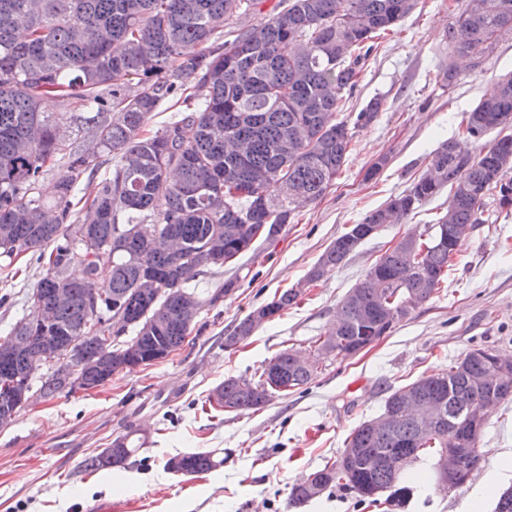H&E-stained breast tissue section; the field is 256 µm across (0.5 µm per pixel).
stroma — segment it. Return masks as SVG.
I'll use <instances>...</instances> for the list:
<instances>
[{
    "instance_id": "1",
    "label": "stroma",
    "mask_w": 512,
    "mask_h": 512,
    "mask_svg": "<svg viewBox=\"0 0 512 512\" xmlns=\"http://www.w3.org/2000/svg\"><path fill=\"white\" fill-rule=\"evenodd\" d=\"M458 2L418 0L394 34L376 39L357 88L336 113L352 136L340 175L275 242L256 240L199 279L196 291L203 296L227 280L236 286L199 314L189 343L147 368L114 373L103 386L37 401L0 428V512H91L99 504L112 512H290L293 484L336 458L348 435L381 413L389 388L434 373L476 345L512 354V211L490 200L439 293L389 335L326 361L307 390L274 398L259 411L216 413L205 403L225 378L254 377L280 350H307L311 339L326 335L337 304L381 254L447 213L443 191L403 223L363 241L339 269L307 280L326 247L407 189L441 143L458 139L468 112L492 92L497 77L512 72L507 35L481 70L450 86L438 81L437 67L448 58L442 36ZM375 97L380 111L358 124V113ZM381 157L383 168L368 176ZM41 276L23 255L11 266L0 264V338L28 313ZM291 287L302 291L296 305L239 347L225 348L242 318ZM132 431L143 445L124 464L83 470L88 455ZM201 450L224 456V464L196 476L167 469L172 457ZM478 451L473 480L447 493L435 488L432 460L412 466L415 491L403 508L360 505L354 495L334 490L298 512H466L469 496L488 477L496 478L498 490L512 487V400L488 409Z\"/></svg>"
}]
</instances>
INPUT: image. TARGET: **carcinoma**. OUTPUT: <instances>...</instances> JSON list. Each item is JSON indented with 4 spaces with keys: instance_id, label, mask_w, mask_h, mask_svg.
<instances>
[{
    "instance_id": "carcinoma-1",
    "label": "carcinoma",
    "mask_w": 512,
    "mask_h": 512,
    "mask_svg": "<svg viewBox=\"0 0 512 512\" xmlns=\"http://www.w3.org/2000/svg\"><path fill=\"white\" fill-rule=\"evenodd\" d=\"M482 9L459 8L442 37L450 62L437 79L455 83L460 72L453 59L470 68L483 66L498 32L512 29V0H480ZM265 0H0V259L21 254L43 268L38 288L52 307L55 323L31 329L32 313L8 335L28 342L17 354L13 374L39 381L38 397L51 399L67 388L74 361L32 367L42 337L62 346L80 336L90 356L114 358L112 338L131 335L145 352L176 351L190 326L182 295L205 268L225 255H241L255 237L273 242L301 208L320 198L336 180L352 140L334 115L357 86L360 65L373 50L371 41L395 28L417 0H279L256 27L246 18L262 11ZM198 48L193 54L187 47ZM53 98L62 111L47 112ZM171 102L181 118L153 134L146 127L154 112ZM512 125V74L498 79L493 91L469 113L464 133L478 146L474 156L443 143L428 169L400 194L368 211L359 226L383 227L388 216L406 218L423 202L448 189V210L431 225L432 237L414 239L415 263L401 247L388 249L372 265L386 281L383 292L362 279L340 301L344 325L337 355L358 353L373 336L380 340L386 309L404 299L416 305L431 300L457 251L448 223L479 224L486 198L512 209V135L485 142L496 128ZM74 128L92 136L98 153L88 155L65 136ZM112 156L111 171L93 195L78 196V181L92 179ZM61 169L57 195L43 199L40 182ZM83 205L89 213L81 238L67 233ZM353 252L350 234L332 241L310 270L316 282L339 268ZM84 276L68 275L74 263ZM152 279L156 288L144 284ZM55 288L69 301L54 302ZM165 292H160V289ZM101 297L98 308L86 304ZM301 289L275 293L280 313L297 304ZM166 309L162 332L145 330L142 318L157 305ZM260 327L249 312L234 335L251 336ZM481 347L430 375L390 391L389 410L409 392L436 403L453 424L489 401L481 380L488 372ZM280 370V386L264 375L229 377L219 385L230 412L258 410L274 396L306 388L322 365H299L294 350L270 359ZM448 442L424 434L411 414L392 430H376L366 420L344 441L335 460L292 487L288 505L312 500L311 486L341 489L357 503L402 507L414 493L405 483L409 468L437 458ZM358 448L355 456L347 449ZM399 459L396 470L390 461ZM210 451L186 453L184 475L207 472L221 464Z\"/></svg>"
}]
</instances>
